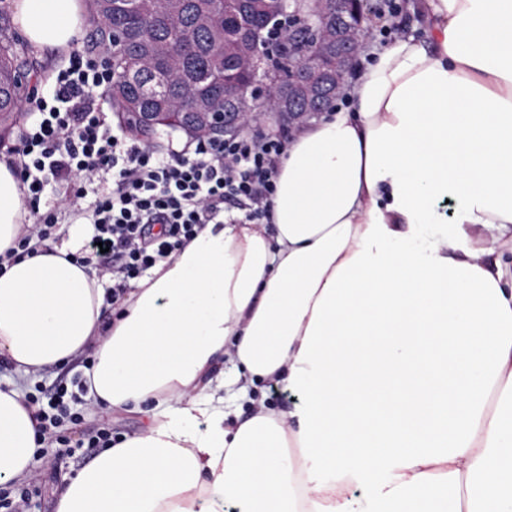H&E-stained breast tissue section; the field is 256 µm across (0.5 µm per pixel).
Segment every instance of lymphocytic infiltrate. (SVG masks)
<instances>
[{
  "label": "lymphocytic infiltrate",
  "mask_w": 512,
  "mask_h": 512,
  "mask_svg": "<svg viewBox=\"0 0 512 512\" xmlns=\"http://www.w3.org/2000/svg\"><path fill=\"white\" fill-rule=\"evenodd\" d=\"M111 84L110 59L97 46L72 50L49 88L23 100L29 119L5 160L33 218L8 259L28 254L31 240L54 239L61 212L80 215L83 200L91 199L92 244L69 259L111 277L115 302L206 225L235 211L252 223L269 218L288 139L247 133L183 143L135 139L113 125L102 105ZM67 394L62 385L47 400L28 397L39 408L44 440L61 455L69 451L61 426L83 421Z\"/></svg>",
  "instance_id": "obj_1"
}]
</instances>
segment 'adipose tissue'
I'll list each match as a JSON object with an SVG mask.
<instances>
[{
    "label": "adipose tissue",
    "mask_w": 512,
    "mask_h": 512,
    "mask_svg": "<svg viewBox=\"0 0 512 512\" xmlns=\"http://www.w3.org/2000/svg\"><path fill=\"white\" fill-rule=\"evenodd\" d=\"M13 8L38 49L89 21L86 0ZM408 10L427 38L373 47L349 105L293 133L271 224L206 225L109 329L76 243L0 265V356L37 377L91 353L88 398L147 419L55 512H512V0ZM27 214L0 163V255ZM37 414L0 387V484L30 478ZM259 394L262 393L268 406L276 409H287L296 403L297 396L288 390L283 384H278L275 388L273 383H260L258 385Z\"/></svg>",
    "instance_id": "adipose-tissue-1"
}]
</instances>
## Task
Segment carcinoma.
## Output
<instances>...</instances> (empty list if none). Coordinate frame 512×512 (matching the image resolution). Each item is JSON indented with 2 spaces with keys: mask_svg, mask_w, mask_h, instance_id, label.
Here are the masks:
<instances>
[{
  "mask_svg": "<svg viewBox=\"0 0 512 512\" xmlns=\"http://www.w3.org/2000/svg\"><path fill=\"white\" fill-rule=\"evenodd\" d=\"M94 22L109 37L112 110L133 135L149 139L161 125L148 113L174 118L179 127L197 113L236 112L224 88L255 80L257 48L241 32L266 21L269 0H89ZM37 67L28 45L10 31L0 10V142L21 117Z\"/></svg>",
  "mask_w": 512,
  "mask_h": 512,
  "instance_id": "carcinoma-1",
  "label": "carcinoma"
}]
</instances>
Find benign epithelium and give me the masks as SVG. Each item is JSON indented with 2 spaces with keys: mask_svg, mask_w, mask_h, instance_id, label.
<instances>
[{
  "mask_svg": "<svg viewBox=\"0 0 512 512\" xmlns=\"http://www.w3.org/2000/svg\"><path fill=\"white\" fill-rule=\"evenodd\" d=\"M305 0H279L278 22L288 23V54L303 72L288 76V116L292 122L305 115L301 107L315 113L324 111L334 100L327 87L335 75L351 71L359 54L364 24L372 12L371 0H314L318 9L306 13L300 9ZM257 79L245 90L233 95L238 112L224 113V134L233 135L264 117L260 105L267 99L271 85L280 82V70L266 57L254 60Z\"/></svg>",
  "mask_w": 512,
  "mask_h": 512,
  "instance_id": "benign-epithelium-1",
  "label": "benign epithelium"
}]
</instances>
